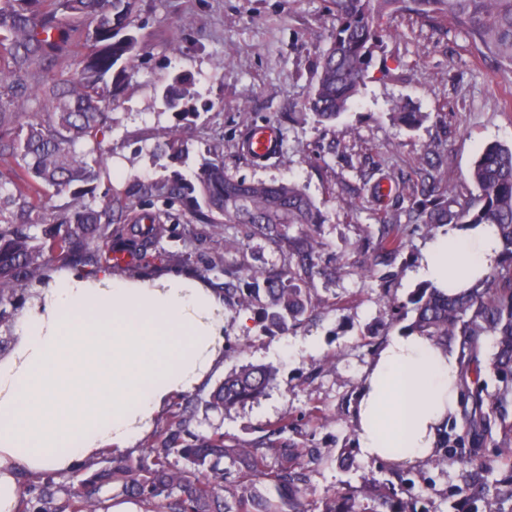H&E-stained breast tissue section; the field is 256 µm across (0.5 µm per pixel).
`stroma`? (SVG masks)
I'll return each mask as SVG.
<instances>
[{
    "label": "stroma",
    "instance_id": "35a3bbf8",
    "mask_svg": "<svg viewBox=\"0 0 512 512\" xmlns=\"http://www.w3.org/2000/svg\"><path fill=\"white\" fill-rule=\"evenodd\" d=\"M136 23L141 49L110 107L98 192L124 189L136 176L154 179L175 170L191 176L206 149L221 143L229 175L292 183L312 199L322 222L310 234L327 273L309 285L312 310L287 331L266 327L259 306H225L229 352L199 386L163 406L131 448L132 457L148 458L174 417L186 411L192 432L221 434L228 448L264 442L275 451L316 449L319 463L304 468L308 512H320L326 495L367 480L416 498L419 512H454L458 494L471 492L474 473L461 420L448 424L447 449L397 469L363 456L352 416L363 368L406 325L393 317L394 303L406 301L418 285L410 273L431 233L408 221L416 186L430 173L443 195L474 193L471 167L485 147H512V77L503 78L501 65L478 54L448 22L406 12L379 23L365 84L336 121L322 124L305 103L328 47L332 0H138ZM177 77L186 79L189 95L175 110L163 95ZM399 105L421 113V122L400 124L394 117ZM261 124L277 129L279 146L256 161L243 143ZM172 129L187 142V158L156 160L155 144ZM383 177L400 184L384 206L373 195ZM154 207L165 213L169 232L150 252L152 281L183 276L216 294L225 265H243L238 285L246 289L251 272L296 264L289 249L247 236L242 225L194 223L180 201ZM388 222L401 225L402 247L391 264L378 265L374 250ZM248 363L275 369L265 395L228 412L211 409L215 387ZM483 452L490 467L474 506L512 512V498L498 493L512 457L492 439ZM112 459L105 450L73 472H21L24 495L35 497L48 479L77 491Z\"/></svg>",
    "mask_w": 512,
    "mask_h": 512
}]
</instances>
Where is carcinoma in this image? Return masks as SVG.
<instances>
[{
	"mask_svg": "<svg viewBox=\"0 0 512 512\" xmlns=\"http://www.w3.org/2000/svg\"><path fill=\"white\" fill-rule=\"evenodd\" d=\"M137 0H0V320L12 316L14 287L42 276L55 261L95 269L112 263V253L127 252L143 273L147 244L162 236L161 215L144 212L153 199H185L191 217L201 224H242L247 236L284 242L297 254L306 278L326 274L315 262L311 238L288 235L294 225L319 223L312 200L297 185L246 182L224 171L217 148L201 157L194 180L176 172L154 180L134 178L120 192L94 196L102 160L101 144L112 129L106 108L130 78L140 50L133 33ZM329 47L307 99L320 120L336 119L363 85L376 28L384 18L412 12L444 16L485 57L512 64V0H334ZM66 64L68 75L37 86V70ZM183 141L171 134L154 148L156 158H183ZM472 196L438 193L433 175L422 179L417 220L432 228L448 224H494L502 241L503 260L465 292L449 296L427 283L402 305L412 313L408 328L436 344L460 340L461 382L472 400L463 409L465 434L471 439L467 462L484 466L480 450L491 434L492 420L502 424L500 447L512 453V425L505 424L512 403V147L489 145L474 163ZM69 201L56 209V197ZM41 229V235L31 233ZM402 245L401 226L389 225L378 244L381 258L395 257ZM237 268L228 277L224 296L249 307L264 293V321L280 329L297 325L308 312L303 289L292 272L270 273L263 288L236 287ZM495 336L490 366L503 387L483 396L480 339ZM274 370L244 365L230 373L210 395L214 408L230 410L258 401L273 380ZM488 410H483V407ZM183 422L175 424L148 464L121 458L93 473L81 489L57 504V487L48 484L25 512H97L105 489L138 501L145 512H306L303 484L296 472L302 453L277 448L279 467L264 471L267 448H226L224 437L195 436ZM190 464L179 469L169 456ZM229 458L247 462L250 475L263 484L255 494L247 487L222 484L220 465ZM359 490L344 487L323 501L322 512H367ZM381 512H418L417 502L382 491L374 494Z\"/></svg>",
	"mask_w": 512,
	"mask_h": 512,
	"instance_id": "1",
	"label": "carcinoma"
}]
</instances>
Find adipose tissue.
<instances>
[{"instance_id":"adipose-tissue-1","label":"adipose tissue","mask_w":512,"mask_h":512,"mask_svg":"<svg viewBox=\"0 0 512 512\" xmlns=\"http://www.w3.org/2000/svg\"><path fill=\"white\" fill-rule=\"evenodd\" d=\"M492 224H450L432 237L417 278L450 295L498 263ZM224 306L181 276L142 284L109 271L54 276L0 358V512H16L19 469L67 471L95 451L129 448L163 402L194 389L224 347ZM455 354L403 329L361 376L352 424L368 458L427 459L460 408Z\"/></svg>"}]
</instances>
